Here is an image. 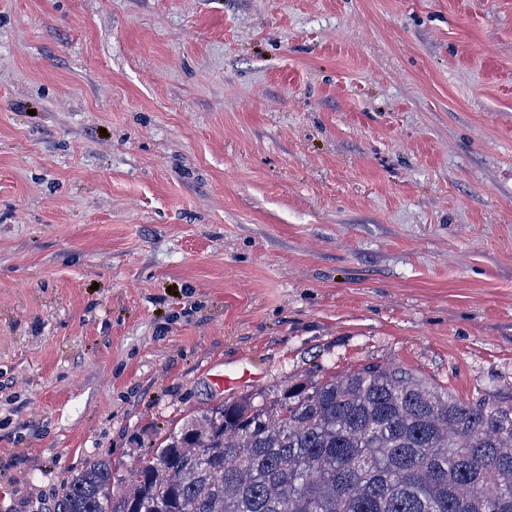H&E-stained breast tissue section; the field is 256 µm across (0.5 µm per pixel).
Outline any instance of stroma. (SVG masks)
I'll list each match as a JSON object with an SVG mask.
<instances>
[{
	"mask_svg": "<svg viewBox=\"0 0 512 512\" xmlns=\"http://www.w3.org/2000/svg\"><path fill=\"white\" fill-rule=\"evenodd\" d=\"M243 362L512 405V0H0V512Z\"/></svg>",
	"mask_w": 512,
	"mask_h": 512,
	"instance_id": "35a3bbf8",
	"label": "stroma"
}]
</instances>
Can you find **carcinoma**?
Wrapping results in <instances>:
<instances>
[{
  "label": "carcinoma",
  "mask_w": 512,
  "mask_h": 512,
  "mask_svg": "<svg viewBox=\"0 0 512 512\" xmlns=\"http://www.w3.org/2000/svg\"><path fill=\"white\" fill-rule=\"evenodd\" d=\"M112 494L87 462L54 512H512V406L365 363L169 433Z\"/></svg>",
  "instance_id": "cac0c4a2"
}]
</instances>
